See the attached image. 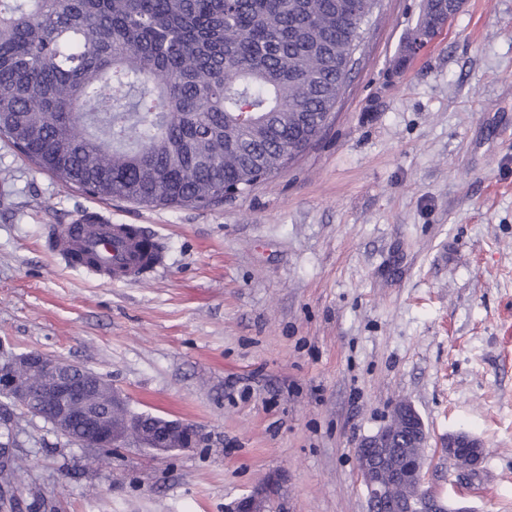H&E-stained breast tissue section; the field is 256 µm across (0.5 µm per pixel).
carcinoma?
<instances>
[{"label":"carcinoma","instance_id":"1","mask_svg":"<svg viewBox=\"0 0 512 512\" xmlns=\"http://www.w3.org/2000/svg\"><path fill=\"white\" fill-rule=\"evenodd\" d=\"M375 0H0V137L85 194L224 202L336 107ZM443 0H426L430 31ZM27 465L6 481L20 488Z\"/></svg>","mask_w":512,"mask_h":512}]
</instances>
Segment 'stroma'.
<instances>
[{
    "label": "stroma",
    "instance_id": "stroma-1",
    "mask_svg": "<svg viewBox=\"0 0 512 512\" xmlns=\"http://www.w3.org/2000/svg\"><path fill=\"white\" fill-rule=\"evenodd\" d=\"M424 0H381L331 124L287 171L202 210L63 187L0 139V353L101 374L131 411L200 426L165 456L89 450L0 398L30 468L23 512H366L359 442L411 402L472 512H512V0H462L397 60ZM102 215L150 230L163 269L115 283L48 250ZM484 443L473 477L444 438ZM274 484L269 483L254 494L240 500L238 512H271L274 501Z\"/></svg>",
    "mask_w": 512,
    "mask_h": 512
}]
</instances>
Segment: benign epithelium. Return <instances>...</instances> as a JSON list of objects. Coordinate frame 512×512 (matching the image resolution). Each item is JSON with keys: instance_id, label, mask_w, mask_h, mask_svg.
Masks as SVG:
<instances>
[{"instance_id": "obj_1", "label": "benign epithelium", "mask_w": 512, "mask_h": 512, "mask_svg": "<svg viewBox=\"0 0 512 512\" xmlns=\"http://www.w3.org/2000/svg\"><path fill=\"white\" fill-rule=\"evenodd\" d=\"M0 397L46 420L53 429L87 449L122 448L134 444L157 455L197 448L204 442L201 427L178 419L162 420L129 410L126 397L102 375L79 364L29 351L0 358ZM0 440V473L15 459L14 433ZM425 424L414 406L401 400L389 421L358 445L357 469L368 496V512H472L462 502L449 503L425 486L430 459ZM482 441L465 432L448 434L442 454L460 472L473 473L482 458ZM418 456L419 466L404 471L396 459ZM405 482L413 489L407 502L395 500L394 489ZM274 486L269 483L240 500L236 512H272Z\"/></svg>"}]
</instances>
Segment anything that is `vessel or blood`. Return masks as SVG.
I'll return each instance as SVG.
<instances>
[{
    "label": "vessel or blood",
    "mask_w": 512,
    "mask_h": 512,
    "mask_svg": "<svg viewBox=\"0 0 512 512\" xmlns=\"http://www.w3.org/2000/svg\"><path fill=\"white\" fill-rule=\"evenodd\" d=\"M143 241L131 226L102 220L80 235L66 227L56 229L49 244L51 251L64 259L78 253L92 254L97 261L95 275L127 282L138 279L143 270L154 271L162 265L161 249H145Z\"/></svg>",
    "instance_id": "1"
}]
</instances>
